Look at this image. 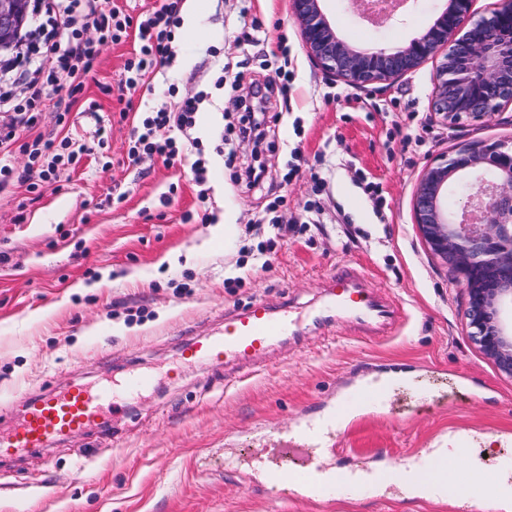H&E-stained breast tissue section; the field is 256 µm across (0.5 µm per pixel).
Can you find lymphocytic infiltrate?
<instances>
[{"label":"lymphocytic infiltrate","mask_w":512,"mask_h":512,"mask_svg":"<svg viewBox=\"0 0 512 512\" xmlns=\"http://www.w3.org/2000/svg\"><path fill=\"white\" fill-rule=\"evenodd\" d=\"M181 25L179 0H167L140 22L106 11L100 0H32L30 21L16 47L0 52V193L17 185L41 194L52 186L65 161L77 159L87 146L64 135L72 103L83 92L103 48L135 28L138 49L124 68L126 89L137 90L174 58L175 31ZM58 91L56 128L40 132L44 102ZM201 97L194 94L146 113L129 138L127 156L157 158L165 164L189 162L197 182H205L208 160L188 155ZM29 140H21L22 132ZM26 158L13 163L14 153Z\"/></svg>","instance_id":"1"}]
</instances>
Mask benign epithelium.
<instances>
[{
	"mask_svg": "<svg viewBox=\"0 0 512 512\" xmlns=\"http://www.w3.org/2000/svg\"><path fill=\"white\" fill-rule=\"evenodd\" d=\"M321 0H291L302 44L327 78L365 88L393 86L435 63L431 112L450 128L485 123L512 106V0L474 18V0H446L423 32L401 45L356 49L344 42ZM408 0H353L374 24L394 19ZM29 0H0V47L26 22ZM414 223L428 249L466 287L470 337L512 377V142H476L428 164L413 195Z\"/></svg>",
	"mask_w": 512,
	"mask_h": 512,
	"instance_id": "7a95c632",
	"label": "benign epithelium"
}]
</instances>
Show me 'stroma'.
<instances>
[{
  "label": "stroma",
  "instance_id": "obj_1",
  "mask_svg": "<svg viewBox=\"0 0 512 512\" xmlns=\"http://www.w3.org/2000/svg\"><path fill=\"white\" fill-rule=\"evenodd\" d=\"M197 6L192 25L177 33L172 64L149 88L131 93L120 85L134 37L103 50L65 128L92 149L62 169L58 188L33 203L22 188L0 195V252L9 256L0 264V427L44 389L136 368L162 373L154 390L104 428L0 462V512H432L399 485L316 506L263 494L261 474L224 472L226 457L245 467L272 456L278 439L312 413L332 412L379 371L398 383L383 405L339 422L345 459H403L462 435L470 447L459 467L475 461L492 476L512 469V378L471 341L464 292L412 219L426 164L465 143L512 139V106L452 130L430 111L434 63L384 90L355 89L309 61L291 0ZM321 7L341 38L363 48L409 41L444 2L408 0L400 18L379 26L361 20L351 0ZM255 19L266 33L257 46L240 38ZM284 65L293 74L286 94L274 84ZM265 84L267 110L279 120L264 140L238 145L225 165L217 134ZM201 90L209 97L194 135L210 159L203 204L212 224L191 217L202 203L188 167L127 158L141 112ZM296 154L307 172L291 179ZM257 165L271 191L246 187ZM309 203L320 208L318 223L291 231ZM271 237L270 267L238 266L242 249ZM344 265L358 267L398 308L396 328L370 331L345 313L326 330L308 325L231 389L223 371L177 361L180 340L209 333L253 301L316 306ZM228 277L241 285L225 286ZM487 435L493 447L484 445Z\"/></svg>",
  "mask_w": 512,
  "mask_h": 512
}]
</instances>
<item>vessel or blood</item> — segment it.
<instances>
[{
	"label": "vessel or blood",
	"mask_w": 512,
	"mask_h": 512,
	"mask_svg": "<svg viewBox=\"0 0 512 512\" xmlns=\"http://www.w3.org/2000/svg\"><path fill=\"white\" fill-rule=\"evenodd\" d=\"M343 311L366 323L391 326L398 319L396 307L370 290L364 274L351 266L342 267L332 277L329 295L311 319L325 325ZM301 324V317L290 308L274 310L258 300L244 312L225 315L220 331L188 339L179 352L187 364L234 365L236 375L224 379L229 388L253 377L261 357L284 338L299 335ZM151 383L150 375L136 373L118 383L95 388L75 383L30 397L18 421L9 430H0V458H21L34 449L48 448L105 426L107 411L116 409L126 396L148 389ZM345 415L346 410L341 407L299 427L279 448V463L268 464L263 458H254V467L262 474L266 490H290L309 500H321L339 485L354 489L378 483L413 484L420 465L437 474L447 471L448 451L444 448L431 449L412 464L392 460L380 466L341 467L330 463L333 448L329 438Z\"/></svg>",
	"instance_id": "b4317fda"
}]
</instances>
